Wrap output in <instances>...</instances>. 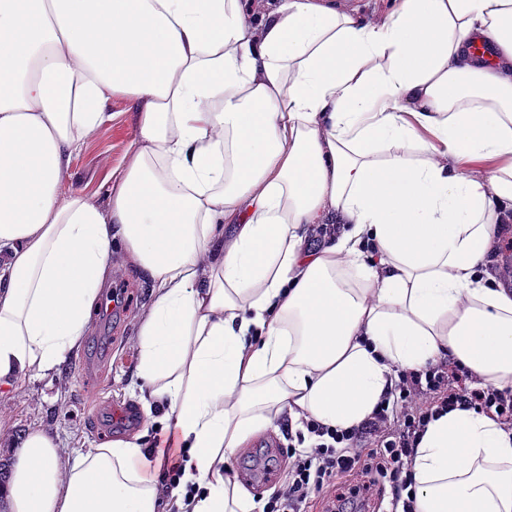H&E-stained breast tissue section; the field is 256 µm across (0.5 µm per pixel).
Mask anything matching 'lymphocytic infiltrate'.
<instances>
[{
	"label": "lymphocytic infiltrate",
	"instance_id": "1",
	"mask_svg": "<svg viewBox=\"0 0 512 512\" xmlns=\"http://www.w3.org/2000/svg\"><path fill=\"white\" fill-rule=\"evenodd\" d=\"M457 409L486 413L512 434V389L482 385L444 359L399 371L373 412L350 428L339 430L305 417L297 430L289 416H282L280 451L286 466L262 512H308L313 499L327 494L358 510L370 502L375 512H415L413 462L419 442L431 421ZM148 453L161 460L157 493L172 501L184 457L172 453L158 435Z\"/></svg>",
	"mask_w": 512,
	"mask_h": 512
}]
</instances>
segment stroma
<instances>
[{
    "mask_svg": "<svg viewBox=\"0 0 512 512\" xmlns=\"http://www.w3.org/2000/svg\"><path fill=\"white\" fill-rule=\"evenodd\" d=\"M106 120L97 141L80 140L62 175L64 190L82 193L101 210H108L106 194L116 168L132 161L128 151L137 134L136 111L128 99L108 95ZM102 295L101 307L91 317V330L82 345L68 353L58 369L9 387H0V427L12 435L42 429L58 436L65 454L76 455L104 442L124 438L122 429H107L96 412L139 410L138 356L134 341L154 293L151 281L116 248ZM127 284L131 303L112 306L110 289Z\"/></svg>",
    "mask_w": 512,
    "mask_h": 512,
    "instance_id": "obj_1",
    "label": "stroma"
}]
</instances>
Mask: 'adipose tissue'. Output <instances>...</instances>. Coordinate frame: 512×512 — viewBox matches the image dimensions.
<instances>
[{
	"label": "adipose tissue",
	"instance_id": "1",
	"mask_svg": "<svg viewBox=\"0 0 512 512\" xmlns=\"http://www.w3.org/2000/svg\"><path fill=\"white\" fill-rule=\"evenodd\" d=\"M478 35L494 61L465 60ZM110 93L141 110L104 211L59 190ZM511 210L512 0H394L380 26L328 0H0V386L82 344L123 246L155 294L141 408H168L191 512H258L224 464L282 414L348 428L444 358L512 388V289L480 270ZM13 446L11 512H168L137 441ZM413 471L417 512H512L484 413L432 421Z\"/></svg>",
	"mask_w": 512,
	"mask_h": 512
}]
</instances>
